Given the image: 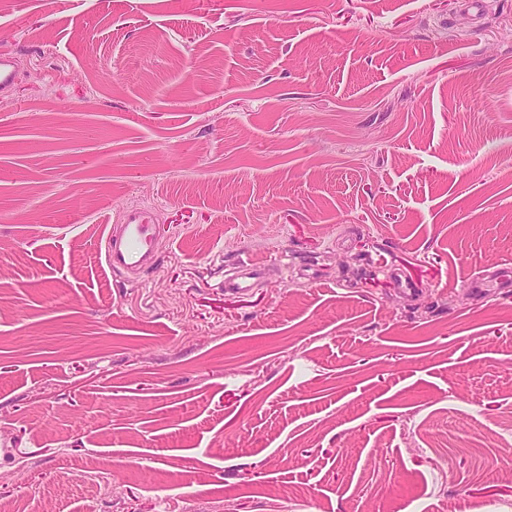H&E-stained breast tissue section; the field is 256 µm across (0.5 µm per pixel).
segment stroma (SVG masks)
<instances>
[{
    "label": "stroma",
    "instance_id": "obj_1",
    "mask_svg": "<svg viewBox=\"0 0 512 512\" xmlns=\"http://www.w3.org/2000/svg\"><path fill=\"white\" fill-rule=\"evenodd\" d=\"M463 3L0 0V503L512 512V0ZM17 58L12 51H0V93L8 95L17 80ZM160 224L152 207L128 206L115 224L109 225L104 240V262L113 273L141 272L153 252ZM239 269L243 273V277L241 280L237 281L236 278H227L224 280V289L225 291L235 292V293H244L249 290L250 284L246 279L256 275L260 271V267L256 266L250 260H240L239 261Z\"/></svg>",
    "mask_w": 512,
    "mask_h": 512
}]
</instances>
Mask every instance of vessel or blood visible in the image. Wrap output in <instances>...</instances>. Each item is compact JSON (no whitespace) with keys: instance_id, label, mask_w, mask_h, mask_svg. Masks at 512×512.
Here are the masks:
<instances>
[{"instance_id":"obj_1","label":"vessel or blood","mask_w":512,"mask_h":512,"mask_svg":"<svg viewBox=\"0 0 512 512\" xmlns=\"http://www.w3.org/2000/svg\"><path fill=\"white\" fill-rule=\"evenodd\" d=\"M17 58L13 52L0 51V93L9 94L17 80ZM160 224L157 212L151 207L130 206L122 210L115 224L110 225L104 240V262L114 273L141 272L153 252ZM241 278L224 281L227 291L243 293L249 290L248 279L256 275L258 266L249 260L239 263Z\"/></svg>"}]
</instances>
